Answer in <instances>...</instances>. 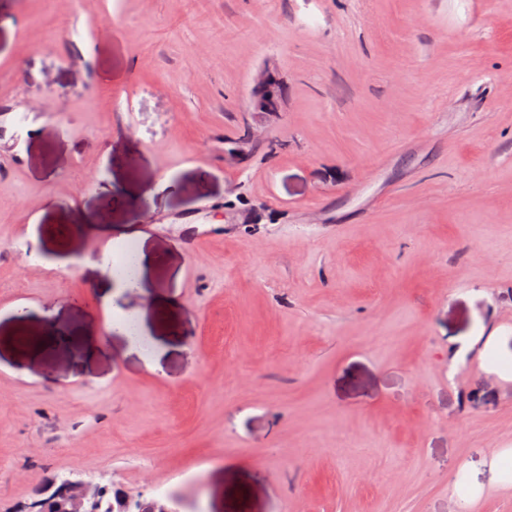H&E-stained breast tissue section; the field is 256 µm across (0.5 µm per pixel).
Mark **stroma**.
Listing matches in <instances>:
<instances>
[{
    "label": "stroma",
    "mask_w": 512,
    "mask_h": 512,
    "mask_svg": "<svg viewBox=\"0 0 512 512\" xmlns=\"http://www.w3.org/2000/svg\"><path fill=\"white\" fill-rule=\"evenodd\" d=\"M128 229L156 369L100 309ZM482 332L512 358V0H0V512L63 475L455 512L460 474L512 512V376L453 360ZM279 85L266 76H260L253 99L257 112H276L278 109ZM112 252L109 248L104 251L98 260V266L103 273L101 307L106 315V326L112 331L113 328L126 337L129 348L132 353L141 357L146 363L153 368L160 365L164 355V349L154 340V348L152 353L145 357L135 336L122 326L124 315L117 307L116 301L124 290H135L142 294H147L143 280V271L155 263V256L146 253L143 250L136 249L134 254L135 277L132 282H127L118 277L112 270Z\"/></svg>",
    "instance_id": "1"
}]
</instances>
